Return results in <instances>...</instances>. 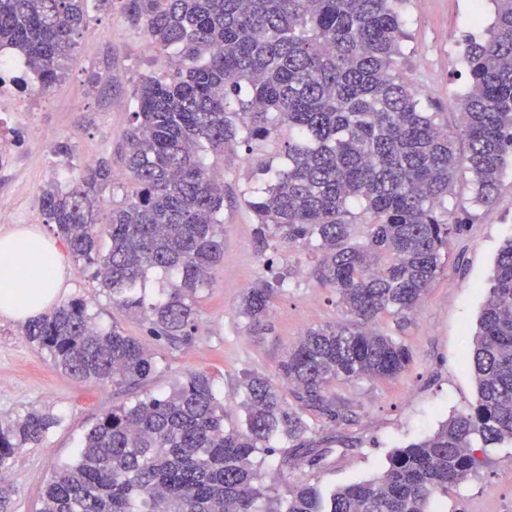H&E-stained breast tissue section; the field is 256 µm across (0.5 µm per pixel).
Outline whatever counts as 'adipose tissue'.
<instances>
[{
    "label": "adipose tissue",
    "mask_w": 512,
    "mask_h": 512,
    "mask_svg": "<svg viewBox=\"0 0 512 512\" xmlns=\"http://www.w3.org/2000/svg\"><path fill=\"white\" fill-rule=\"evenodd\" d=\"M64 266L53 239L19 229L0 237V316L28 320L60 298Z\"/></svg>",
    "instance_id": "1"
}]
</instances>
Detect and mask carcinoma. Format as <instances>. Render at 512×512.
<instances>
[{"label": "carcinoma", "instance_id": "obj_1", "mask_svg": "<svg viewBox=\"0 0 512 512\" xmlns=\"http://www.w3.org/2000/svg\"><path fill=\"white\" fill-rule=\"evenodd\" d=\"M403 0H0V50L24 58L40 89L74 61L88 9L119 4L168 59L142 76L124 137L127 194L112 204L99 246L96 211L112 162L85 165L66 188L44 189L47 223L82 270L137 317L149 335L187 344L193 298L223 256L224 151L288 130L287 163L268 161L248 206L257 242L317 243L312 276L349 319L308 329L278 365L296 406L262 377L245 383V427L224 423L212 380L187 376L167 395L114 407L85 434L76 460L53 472L40 512H429L431 499L512 444V238L501 246L471 346L476 404L429 436L395 449L378 476L323 494L309 483L272 497L253 462L281 442V464L311 455L303 409L336 420L337 380L390 382L412 361L373 327L412 313L442 268L463 223L445 205L458 167L457 133L426 111L397 67ZM486 40H466L470 87L460 100L472 202L487 206L512 155V0H493ZM367 216L354 222L352 208ZM174 278L146 300L149 271ZM284 279L244 295L240 313L264 328ZM26 339L80 382H146L161 365L141 340L99 328L71 300L29 321ZM59 419L30 409L0 421V512L15 490L5 473Z\"/></svg>", "mask_w": 512, "mask_h": 512}]
</instances>
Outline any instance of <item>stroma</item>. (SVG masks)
I'll list each match as a JSON object with an SVG mask.
<instances>
[{
  "label": "stroma",
  "instance_id": "obj_1",
  "mask_svg": "<svg viewBox=\"0 0 512 512\" xmlns=\"http://www.w3.org/2000/svg\"><path fill=\"white\" fill-rule=\"evenodd\" d=\"M482 22H475V11ZM494 15L492 0H406L400 69L418 88L422 105L438 113L456 131L460 159L448 206L465 224L451 238L441 272L409 318L384 316L376 326L405 343L413 362L397 380L339 381L330 388L340 413L329 421L304 409L307 436L318 454L281 466L279 455L263 457L258 470L276 494L308 482L329 490L377 475L396 448L432 433L450 415L469 411L476 399L469 357L472 335L489 287L494 260L512 237V164L508 165L491 205L471 203L472 184L460 136L456 105L469 79L463 60L468 37L483 38ZM167 58L150 46L143 32L129 25L118 8L93 10L77 39L75 60L49 92L40 94L35 111H22L28 93L0 97V143L13 153L0 159V234L18 228L50 233L40 206L48 185L74 180L80 169L101 158L121 170L130 124L133 92L143 75L162 72ZM49 139L36 138V129ZM68 153H59V146ZM281 141L271 138L224 155V257L209 286L194 300L196 328L190 343L170 346L149 336L141 322L112 304V296L63 252L62 300L86 302L101 328L119 326L143 339L162 369L146 387L118 389L109 383L79 382L59 371L45 351L28 342L22 322L0 317V421L37 408L60 418L40 446L25 449L8 470L15 489L13 512H39L41 491L51 473L74 461L83 433L112 407L133 403L144 393H168L189 374L212 376L216 396L229 423L244 418V383L259 376L276 381L285 402L294 397L279 380L282 356L311 327L345 321L331 288L311 277L319 251L308 244L270 240L260 247L256 218L243 193L263 186L259 160L279 158ZM283 276L266 329L250 328L239 312L247 288ZM433 512H512V447L489 449L478 473L435 497Z\"/></svg>",
  "mask_w": 512,
  "mask_h": 512
}]
</instances>
